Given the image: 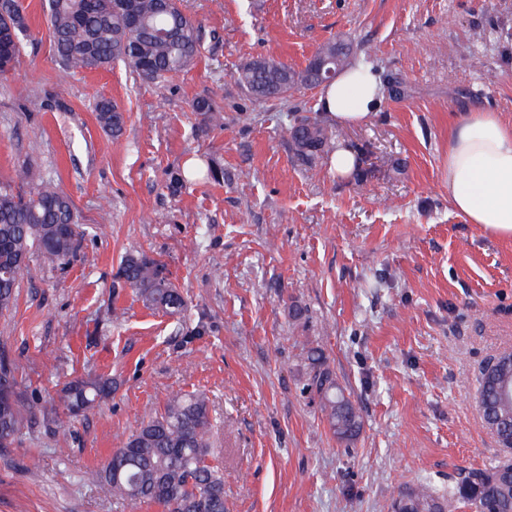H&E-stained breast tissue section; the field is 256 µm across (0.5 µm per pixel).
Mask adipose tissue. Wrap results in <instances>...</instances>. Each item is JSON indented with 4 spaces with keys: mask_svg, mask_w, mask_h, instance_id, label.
Masks as SVG:
<instances>
[{
    "mask_svg": "<svg viewBox=\"0 0 512 512\" xmlns=\"http://www.w3.org/2000/svg\"><path fill=\"white\" fill-rule=\"evenodd\" d=\"M319 105L337 124H364L380 105L371 66L344 71L324 90ZM448 200L481 231L512 237V126L492 112H470L448 135Z\"/></svg>",
    "mask_w": 512,
    "mask_h": 512,
    "instance_id": "ef3b65f1",
    "label": "adipose tissue"
}]
</instances>
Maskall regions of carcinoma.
Returning a JSON list of instances; mask_svg holds the SVG:
<instances>
[{
  "instance_id": "obj_1",
  "label": "carcinoma",
  "mask_w": 512,
  "mask_h": 512,
  "mask_svg": "<svg viewBox=\"0 0 512 512\" xmlns=\"http://www.w3.org/2000/svg\"><path fill=\"white\" fill-rule=\"evenodd\" d=\"M54 48L64 67L72 72L105 68L122 62L145 80H158L193 64L201 47L198 24L181 9L179 0H136L138 21L112 9V0H46ZM26 32L24 15L15 0H0V75L12 70ZM344 71L353 66L352 52H336V42L321 45L307 65L296 69L266 58H252L239 65L237 84L257 101L282 99L301 87L319 85L322 62ZM193 109L205 125L221 121L220 108L210 97H201ZM102 129L118 137L124 128L121 107L108 99L96 104ZM291 146L298 159L315 162L330 142L328 130L318 120L302 118L293 125ZM214 167L180 171L173 186L220 181ZM13 181L33 185L28 196L0 189V313L15 302L16 290L28 272L32 251H39L59 266L73 257L82 235L71 197L48 180L36 179L27 167L15 170ZM124 285L142 301L170 316L188 309L183 293L166 274L164 265L145 253L124 257L117 273ZM311 370L310 386L322 401V410L333 434L346 442L360 430L355 404L337 384L326 358L316 347L302 352ZM16 365L0 360V448L10 447L28 425L34 407L25 404L17 389ZM499 366L480 370L479 409L487 428L502 444L512 439V396L502 397ZM512 391V371L505 379ZM114 381L104 375L75 376L58 391L53 413L59 423L86 413L112 394ZM216 427L209 400L202 393H172L163 411L143 421L112 450L106 463L84 472L89 483H104L122 502L161 505L165 512H224V472L209 462L211 438ZM503 458L485 469H469L440 493L419 481L398 492L393 512H455L466 505L474 512H512V447Z\"/></svg>"
}]
</instances>
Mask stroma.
<instances>
[{
	"label": "stroma",
	"mask_w": 512,
	"mask_h": 512,
	"mask_svg": "<svg viewBox=\"0 0 512 512\" xmlns=\"http://www.w3.org/2000/svg\"><path fill=\"white\" fill-rule=\"evenodd\" d=\"M22 3L24 49L0 76V185L32 167L72 198L84 234L67 265L31 254L0 314V359L39 407L76 375L117 387L67 425L35 416L0 448V512H163L80 474L174 390L205 393L219 420L226 512H393L417 480L443 491L501 458L477 376L512 349V238L452 209L447 161L466 112L512 125V0H182L201 54L154 82L119 62L69 73L43 0ZM337 40L367 51L384 87L367 123L332 129L358 160L346 175L291 148L296 119H323L321 89L259 102L235 80L247 59L301 69ZM206 96L222 125L194 112ZM103 97L124 110L120 136L97 121ZM207 164L223 181L172 188ZM137 251L164 264L184 316L118 284ZM201 311L208 335L185 342ZM306 346L359 410L353 442L333 436L308 387Z\"/></svg>",
	"instance_id": "stroma-1"
}]
</instances>
